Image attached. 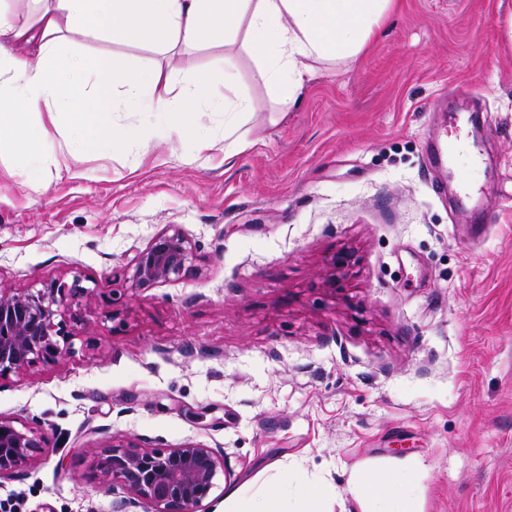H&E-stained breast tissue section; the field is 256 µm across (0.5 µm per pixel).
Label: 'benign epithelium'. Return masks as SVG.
<instances>
[{"instance_id":"7a95c632","label":"benign epithelium","mask_w":512,"mask_h":512,"mask_svg":"<svg viewBox=\"0 0 512 512\" xmlns=\"http://www.w3.org/2000/svg\"><path fill=\"white\" fill-rule=\"evenodd\" d=\"M201 270L196 245L170 224L136 255L132 286L149 289ZM90 296L77 278L26 291L0 283V380L38 362L56 361L76 335L80 317L75 307ZM44 447L39 429L0 417V479L17 474ZM222 461L220 450L200 442L165 449L114 445L97 455L95 471L105 484L120 483L130 504L147 500L155 512H197L215 486Z\"/></svg>"}]
</instances>
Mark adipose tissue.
Instances as JSON below:
<instances>
[{
    "mask_svg": "<svg viewBox=\"0 0 512 512\" xmlns=\"http://www.w3.org/2000/svg\"><path fill=\"white\" fill-rule=\"evenodd\" d=\"M21 11L0 0V143L22 148L27 164L50 156L54 134L66 126L95 149L132 140L114 123L116 102L142 122L164 120L169 129L196 131L199 149L212 132H197L200 108L239 117L250 111L236 85L232 61L199 81L176 87L161 59L204 44L239 46L256 60L255 83L292 102L317 65L354 61L373 40L392 0H30ZM127 45L152 44L159 59L139 73L116 69L111 56L81 55L57 63L72 35ZM40 114L19 122L21 111ZM415 469L407 467L384 492L362 483L357 494L376 512H416Z\"/></svg>",
    "mask_w": 512,
    "mask_h": 512,
    "instance_id": "1",
    "label": "adipose tissue"
}]
</instances>
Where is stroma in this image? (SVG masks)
Returning <instances> with one entry per match:
<instances>
[{"mask_svg":"<svg viewBox=\"0 0 512 512\" xmlns=\"http://www.w3.org/2000/svg\"><path fill=\"white\" fill-rule=\"evenodd\" d=\"M512 0H395L349 64L280 111L236 55L251 113L231 168L218 140L146 127L111 153L56 136L0 181V283L80 278L84 325L57 362L0 381V417L47 446L0 480V512H154L93 476L101 447L224 452L199 512H303L300 485L351 490L419 462L418 512H512ZM132 71L147 46L75 36ZM223 47L174 55L178 85ZM176 224L201 275L140 290L138 251Z\"/></svg>","mask_w":512,"mask_h":512,"instance_id":"stroma-1","label":"stroma"}]
</instances>
